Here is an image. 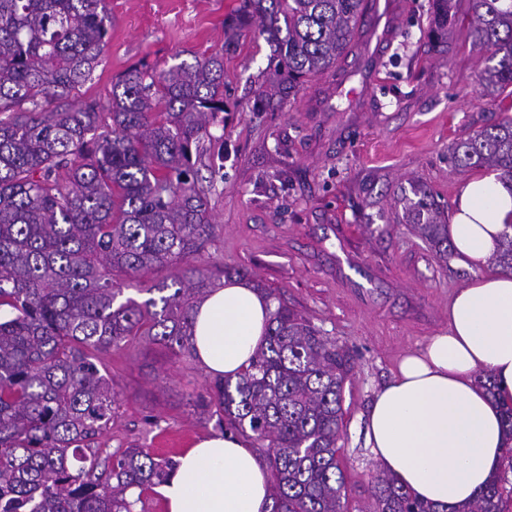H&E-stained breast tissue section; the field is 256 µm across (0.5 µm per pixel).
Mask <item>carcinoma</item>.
<instances>
[{
	"instance_id": "obj_1",
	"label": "carcinoma",
	"mask_w": 512,
	"mask_h": 512,
	"mask_svg": "<svg viewBox=\"0 0 512 512\" xmlns=\"http://www.w3.org/2000/svg\"><path fill=\"white\" fill-rule=\"evenodd\" d=\"M431 33L456 27L487 53L482 84L501 122L451 146L455 166L488 167L512 189V0H433ZM366 0H240L224 46L195 62L135 65L107 104L74 109L112 26L106 0H0V512H133L127 493L166 483L177 463L143 448L101 458L115 392L101 355L136 338L192 349L196 304L224 277L198 258L213 235L209 194L224 168V53L256 25L290 91L348 55ZM210 176L203 185L201 168ZM399 198L406 222L442 255L448 225L425 189ZM512 272V224L492 256ZM173 279L139 302L124 284ZM265 338L209 405L268 449L272 512H345L336 457L347 355L261 285ZM159 293L155 298L152 293ZM370 512H503L498 475L468 503L440 509L384 473Z\"/></svg>"
}]
</instances>
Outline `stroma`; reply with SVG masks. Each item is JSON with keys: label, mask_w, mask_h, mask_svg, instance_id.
Here are the masks:
<instances>
[{"label": "stroma", "mask_w": 512, "mask_h": 512, "mask_svg": "<svg viewBox=\"0 0 512 512\" xmlns=\"http://www.w3.org/2000/svg\"><path fill=\"white\" fill-rule=\"evenodd\" d=\"M370 5L352 53L337 67L264 111L261 85L275 80L271 49L252 29L224 56V177L210 195L215 232L202 262L244 267L263 287L346 350L337 455L349 512H367L379 464L364 442L375 393L401 356L448 330V305L472 276L443 260L402 217V190L418 185L451 212L468 177L452 143L498 123L495 95L480 81L483 52L448 33L429 36L432 0ZM112 27L76 108L109 99L113 83L140 63L170 64L186 50L211 52L239 0H109ZM117 392L104 453L138 446L160 453L219 433L203 406L208 374L193 354L142 338L104 354Z\"/></svg>", "instance_id": "35a3bbf8"}]
</instances>
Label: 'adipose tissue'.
<instances>
[{"label":"adipose tissue","mask_w":512,"mask_h":512,"mask_svg":"<svg viewBox=\"0 0 512 512\" xmlns=\"http://www.w3.org/2000/svg\"><path fill=\"white\" fill-rule=\"evenodd\" d=\"M512 192L495 176L459 189L448 233L456 261L473 273L448 306L447 333L404 355L376 394L366 445L380 466L418 498L438 506L471 499L512 446L499 406L512 403V273L489 270ZM272 309L235 278L213 289L194 311L192 347L211 376L237 377L264 338ZM490 372L488 397L476 382ZM166 512H269L270 484L253 449L232 433L195 440L170 481L157 489Z\"/></svg>","instance_id":"obj_1"}]
</instances>
